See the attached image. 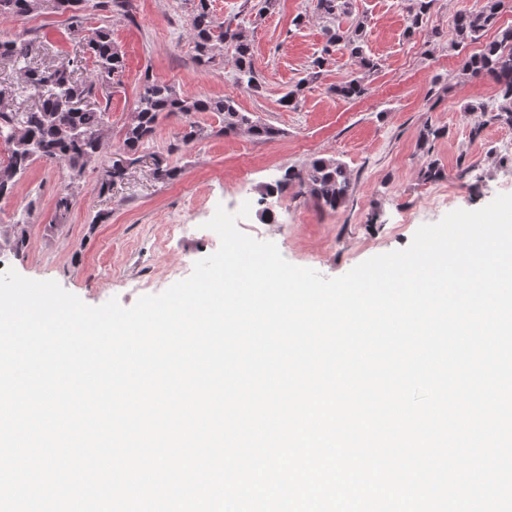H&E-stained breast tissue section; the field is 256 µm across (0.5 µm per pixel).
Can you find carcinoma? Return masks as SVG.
Wrapping results in <instances>:
<instances>
[{"label": "carcinoma", "mask_w": 512, "mask_h": 512, "mask_svg": "<svg viewBox=\"0 0 512 512\" xmlns=\"http://www.w3.org/2000/svg\"><path fill=\"white\" fill-rule=\"evenodd\" d=\"M85 0H0V18L24 20L45 10L68 15L72 27L84 23ZM435 0H409L407 34L412 35L428 20ZM505 0H486L478 13L459 12L454 21L451 46L461 47L478 42L494 28ZM350 13V0H316V14L325 22V45L321 55L306 69L305 77L282 97L284 107L295 109L307 85L315 82L333 48L343 50L359 65L360 73L332 88L337 96L356 100L367 94V76L378 69V62L364 50L366 19L358 18L350 25L341 17ZM199 63L210 66L217 60L220 46L229 43L234 49L236 80L248 90L258 93L262 85L256 69L251 40L240 26L226 24L216 18L210 0H195L190 21ZM86 50L95 65L94 77L85 82L74 79L82 68L83 58L74 57L57 67L40 69L30 66L29 49L13 40L0 41V59L16 65L26 87L34 92L36 101L26 112L13 111L9 96L0 90V144L7 151L0 161V199L12 194L18 179L30 166L42 159L65 165L72 183L82 178L85 169L97 162L103 139L109 128V113L91 102L92 93L122 72L124 58L112 42L106 27L96 29L86 39ZM462 70L472 79L491 78L497 86L495 98L489 102L470 103L465 110L478 112L489 120L512 126V26L498 31L497 36L482 44L480 50L464 59ZM196 112H219L224 115V132L245 131L259 140L278 135L274 127L253 119L237 109L231 97L202 98L179 92L174 86L144 77L131 120L125 125L122 141L127 160L138 161L140 146L152 139L162 116L187 117ZM296 185L299 192L312 197L319 206L335 210L346 203L352 191L347 167L330 158H317L308 165L286 170L281 179L266 184L263 197L280 194ZM29 242L28 226L13 225L10 249L18 252Z\"/></svg>", "instance_id": "1"}]
</instances>
